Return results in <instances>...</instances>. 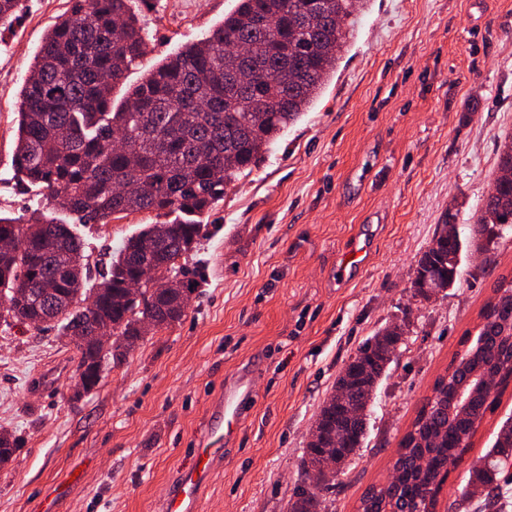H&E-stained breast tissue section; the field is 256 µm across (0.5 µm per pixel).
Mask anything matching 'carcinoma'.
I'll list each match as a JSON object with an SVG mask.
<instances>
[{"instance_id":"obj_1","label":"carcinoma","mask_w":512,"mask_h":512,"mask_svg":"<svg viewBox=\"0 0 512 512\" xmlns=\"http://www.w3.org/2000/svg\"><path fill=\"white\" fill-rule=\"evenodd\" d=\"M21 0H0V28L11 27ZM309 0H238L236 8L206 37L174 57L148 67L120 104L113 92L146 55L145 26L133 0H73L69 13L48 30L20 90L13 156L18 177L46 190V199L90 221L117 214L155 211L176 214L148 224L128 238L101 280L88 281L85 246L70 225L42 212L28 219L18 242V220L0 217V237L14 242L0 252V317L57 322L67 336H89L99 326L136 347L137 324L149 315L158 329L182 320L187 305L168 289L143 287L141 300L126 304L122 288L136 265L185 276L181 260L203 237L202 218L224 198V187L252 172L277 137L310 108L336 69L353 0H323L310 29L297 25ZM281 70L277 84L262 73ZM136 143V160L113 145ZM512 139L500 150L496 195L486 199L479 224H512ZM125 181L138 190L124 195ZM460 243H447L440 262L460 275ZM498 299L482 308L489 352L508 354L512 336V287H497ZM400 333L388 326L367 339L344 366L320 407L303 465L320 470V491L297 487L286 512H323L320 492L363 447L376 389L392 361ZM454 378H437L432 411L418 415L403 437L399 458L384 485H372L358 512H435L448 459L462 457L473 430L462 412L448 423L446 404ZM512 449V422L505 421L487 454L468 470L462 498L485 492L483 508L500 512L498 476Z\"/></svg>"}]
</instances>
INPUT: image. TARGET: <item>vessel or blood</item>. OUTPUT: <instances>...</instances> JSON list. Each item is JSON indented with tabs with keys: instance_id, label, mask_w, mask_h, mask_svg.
I'll return each instance as SVG.
<instances>
[{
	"instance_id": "1",
	"label": "vessel or blood",
	"mask_w": 512,
	"mask_h": 512,
	"mask_svg": "<svg viewBox=\"0 0 512 512\" xmlns=\"http://www.w3.org/2000/svg\"><path fill=\"white\" fill-rule=\"evenodd\" d=\"M256 399L252 369L228 380L217 396L201 447L192 449L191 460L176 474L163 512H200L203 492L219 460L218 444L234 438L233 426L242 422Z\"/></svg>"
}]
</instances>
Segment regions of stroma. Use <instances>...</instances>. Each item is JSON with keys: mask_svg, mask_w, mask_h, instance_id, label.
<instances>
[{"mask_svg": "<svg viewBox=\"0 0 512 512\" xmlns=\"http://www.w3.org/2000/svg\"><path fill=\"white\" fill-rule=\"evenodd\" d=\"M72 0H23L0 33V216L27 218L39 188L13 166L19 92L33 56ZM236 0H137L147 55L177 52L217 27ZM512 135V0H358L336 71L258 168L227 186L186 261L199 283L180 323L145 336L97 387L73 394V347L59 328L0 320V430L17 440L0 467V512H161L201 437L215 396L258 364L257 401L225 450L201 512H286L301 460L336 378L368 337L406 335L371 408L366 443L324 492L327 512H356L501 280L512 281V228L477 251L474 223ZM454 217L460 276L430 300L415 266ZM156 212L81 233L98 278L123 240ZM372 250L342 277L350 238ZM512 418V385L450 466L436 512H481L462 500L465 473Z\"/></svg>", "mask_w": 512, "mask_h": 512, "instance_id": "stroma-1", "label": "stroma"}]
</instances>
